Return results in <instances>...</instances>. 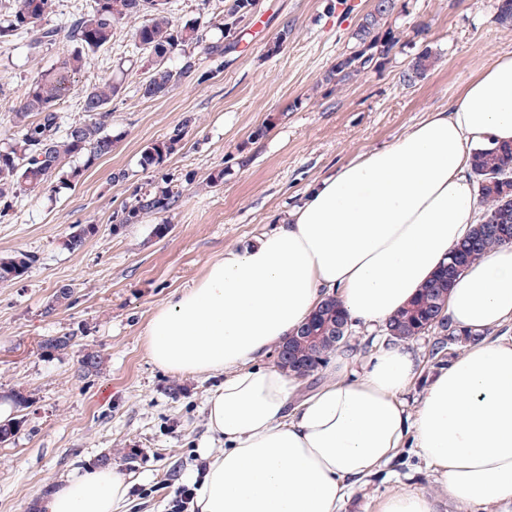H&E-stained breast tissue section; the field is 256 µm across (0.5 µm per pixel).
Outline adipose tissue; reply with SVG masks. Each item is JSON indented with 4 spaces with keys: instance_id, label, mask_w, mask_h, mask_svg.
Listing matches in <instances>:
<instances>
[{
    "instance_id": "adipose-tissue-1",
    "label": "adipose tissue",
    "mask_w": 512,
    "mask_h": 512,
    "mask_svg": "<svg viewBox=\"0 0 512 512\" xmlns=\"http://www.w3.org/2000/svg\"><path fill=\"white\" fill-rule=\"evenodd\" d=\"M512 141V53L464 93L403 133L311 185L273 232L225 251L202 278L158 306L147 351L171 374L219 373L205 403L197 512H343L405 442L437 475L429 494L397 486L377 512H512V245L472 263L446 312L473 339L429 378L416 410L403 392L421 374L410 342L381 344L363 374L350 355L301 394L298 376L263 357L328 296L353 324H383L418 293L478 221L473 151ZM124 473L100 466L64 481L38 512H127Z\"/></svg>"
}]
</instances>
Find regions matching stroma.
<instances>
[{"label": "stroma", "instance_id": "35a3bbf8", "mask_svg": "<svg viewBox=\"0 0 512 512\" xmlns=\"http://www.w3.org/2000/svg\"><path fill=\"white\" fill-rule=\"evenodd\" d=\"M252 18L228 63L200 84L145 99V77L130 26L89 55L60 105L81 115L85 90L124 68L112 103L111 154L85 167L75 186L55 195L23 196L0 220V258L17 251L38 261L22 279L0 283V412L19 416L16 435L0 444V512H31L30 501L97 466L133 474L129 512H167L174 489L194 469L208 440L205 400L218 374L175 378L147 352L145 329L159 305L191 287L208 262L276 229L307 188L358 155L392 143L429 112L459 96L499 55L512 52V28L495 18L496 0H396L388 18L404 33L382 68L342 87L323 80L372 0H254ZM291 33L270 52L282 28ZM31 36L0 43V140L12 132L7 110L29 78L56 59L34 50ZM431 49L433 67L414 85L402 74L413 55ZM184 128L180 151L164 164L180 198L166 217L144 216L114 227L112 218L153 175L144 148ZM223 171L216 187L208 175ZM168 220L158 236L154 227ZM97 232L75 252L62 237L73 224ZM73 290L72 303L51 308L54 292ZM73 334L66 353L46 356L39 342ZM99 352L100 374L83 376L82 350ZM31 397L14 407L11 390ZM404 481L435 492V475L416 449H402L383 472L365 480L345 512H375V500Z\"/></svg>", "mask_w": 512, "mask_h": 512}]
</instances>
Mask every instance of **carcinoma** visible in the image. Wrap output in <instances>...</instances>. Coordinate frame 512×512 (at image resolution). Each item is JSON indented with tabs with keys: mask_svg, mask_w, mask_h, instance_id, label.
<instances>
[{
	"mask_svg": "<svg viewBox=\"0 0 512 512\" xmlns=\"http://www.w3.org/2000/svg\"><path fill=\"white\" fill-rule=\"evenodd\" d=\"M152 0H90L87 8L59 25L51 20L56 0H8L0 20V42L22 35L32 36V46L61 48L53 66L39 72L25 85L19 105L10 108L9 122L16 131L0 144V218L9 215L22 194L41 195L68 188L77 182L85 167L112 153L115 139L106 129L112 115L109 106L122 85L106 79L88 87L81 106L82 117L67 121L57 105L66 98L71 80L84 69L86 57L112 42L114 30L131 20L137 21L133 37L142 51L141 61L149 76L142 84V96L153 98L182 84L205 81L224 68V53L231 47L246 18L249 0H235L219 20L190 19L176 25L171 19L170 0L159 8ZM396 0H375L352 33L353 50L336 58L325 75L329 84L342 86L356 77L380 69L393 49L403 45L401 33L387 24ZM496 21L512 27V0H497ZM203 50L209 68L201 67L194 49ZM435 56L425 48L411 59L403 81L412 85L423 78ZM184 131L176 128L169 137L146 147L141 165L154 169L153 179L135 189L117 215L118 224H135L148 214L169 212L179 191L171 174L163 168L167 156L182 145ZM83 161L69 165L70 159ZM470 176L483 207L482 216L458 242L440 269L419 295L386 324V334L398 340H411L430 331H439L431 355L443 352L460 335L448 321L445 305L448 291L473 261L494 249L512 244V144L476 150L470 162ZM96 232L94 224H73L62 238L63 248L80 249ZM36 262L27 251L0 258V282L23 277ZM351 321L337 297L326 298L305 323L288 336L286 343L294 360L314 373L324 367L332 354L349 346L338 339L349 333ZM73 336H48L39 348L48 356L62 354L72 347Z\"/></svg>",
	"mask_w": 512,
	"mask_h": 512,
	"instance_id": "cac0c4a2",
	"label": "carcinoma"
}]
</instances>
